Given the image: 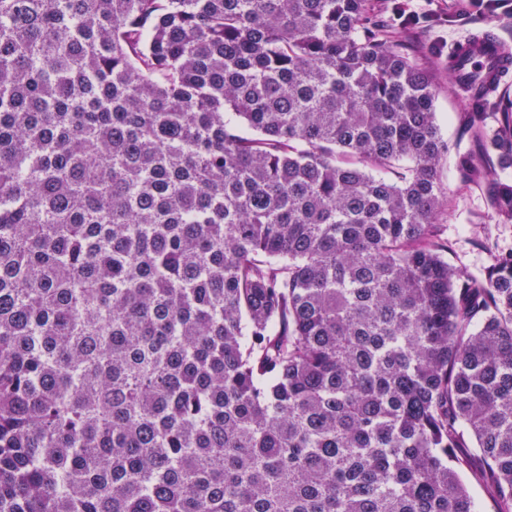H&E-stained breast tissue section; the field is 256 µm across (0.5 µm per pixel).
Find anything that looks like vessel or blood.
Returning a JSON list of instances; mask_svg holds the SVG:
<instances>
[{
  "label": "vessel or blood",
  "instance_id": "1",
  "mask_svg": "<svg viewBox=\"0 0 512 512\" xmlns=\"http://www.w3.org/2000/svg\"><path fill=\"white\" fill-rule=\"evenodd\" d=\"M454 65L463 76L479 75L491 80L512 71V51L506 44L483 32H477L455 43L451 48Z\"/></svg>",
  "mask_w": 512,
  "mask_h": 512
}]
</instances>
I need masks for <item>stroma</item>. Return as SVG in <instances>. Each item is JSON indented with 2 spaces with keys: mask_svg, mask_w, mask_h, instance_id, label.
I'll return each instance as SVG.
<instances>
[{
  "mask_svg": "<svg viewBox=\"0 0 512 512\" xmlns=\"http://www.w3.org/2000/svg\"><path fill=\"white\" fill-rule=\"evenodd\" d=\"M405 7L427 11L428 19L404 29L390 11L392 0H373L372 16L378 26L393 35L403 52L429 72L435 88V110L441 133L448 142V161L440 176L448 199L440 236L447 241L448 262L464 274L486 272L490 254L480 248L486 240L501 249L512 248V223H505L489 211L482 192L467 186L457 170L464 153L478 146L466 135L463 118L470 110L469 99L459 90L448 70L451 44L478 28H490L512 47V0H499L496 9L476 10L467 0H402Z\"/></svg>",
  "mask_w": 512,
  "mask_h": 512,
  "instance_id": "35a3bbf8",
  "label": "stroma"
}]
</instances>
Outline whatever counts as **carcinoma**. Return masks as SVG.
Instances as JSON below:
<instances>
[{"mask_svg": "<svg viewBox=\"0 0 512 512\" xmlns=\"http://www.w3.org/2000/svg\"><path fill=\"white\" fill-rule=\"evenodd\" d=\"M371 11L0 0V512H512V250L448 264ZM496 91L458 168L512 223Z\"/></svg>", "mask_w": 512, "mask_h": 512, "instance_id": "cac0c4a2", "label": "carcinoma"}]
</instances>
